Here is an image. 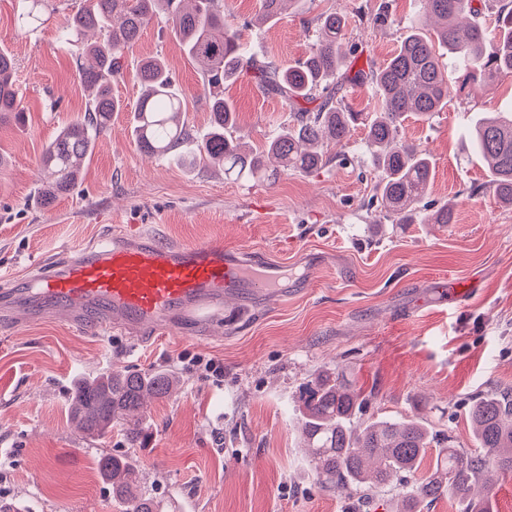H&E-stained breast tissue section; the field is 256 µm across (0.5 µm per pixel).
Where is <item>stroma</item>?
<instances>
[{
  "label": "stroma",
  "instance_id": "1",
  "mask_svg": "<svg viewBox=\"0 0 512 512\" xmlns=\"http://www.w3.org/2000/svg\"><path fill=\"white\" fill-rule=\"evenodd\" d=\"M80 0H48V20L21 32L18 0H0V47L15 58L26 118L0 125V271L20 291L28 266L60 247L110 243L136 224L167 245L224 242L288 264L286 298H226L228 324L201 340L191 328L133 341L119 332H80L65 316L0 325V475L15 512H124L99 475L102 452L131 454L141 491L164 512H392L395 489L371 503L321 488L298 426V392L331 369L370 394L369 415L417 417L474 448L468 402L512 391V207L483 192L487 171L465 129L481 112L512 107V82L450 81V98L429 120L407 118L402 137L435 161L430 201L455 204L450 224H394L373 204L366 124L378 99L349 89L359 113L343 159L318 172L237 180L197 164L149 156L132 140L131 114L114 113L81 179L52 206L35 201L45 145L83 114L87 94L61 27ZM259 0H224V20L257 58L291 65L310 51L307 23L323 12L351 15L353 69L389 58L417 12L415 0H305L276 23L255 22ZM386 15L377 25V15ZM161 55L183 92L194 133L207 132L203 77L182 53L165 16L126 52L129 67ZM237 108L234 137L261 147L294 111L251 77L225 84ZM471 277L478 289L441 299L439 281ZM224 364L223 379L189 368ZM162 369L181 383L144 411L141 447L120 428L83 433L68 412L73 381L115 370Z\"/></svg>",
  "mask_w": 512,
  "mask_h": 512
}]
</instances>
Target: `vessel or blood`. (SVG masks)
Here are the masks:
<instances>
[{
    "label": "vessel or blood",
    "instance_id": "1",
    "mask_svg": "<svg viewBox=\"0 0 512 512\" xmlns=\"http://www.w3.org/2000/svg\"><path fill=\"white\" fill-rule=\"evenodd\" d=\"M35 272L40 306L27 318L62 311L80 331L156 334L222 318L225 295L279 293L287 267L221 242L169 246L142 230L77 255L61 249Z\"/></svg>",
    "mask_w": 512,
    "mask_h": 512
}]
</instances>
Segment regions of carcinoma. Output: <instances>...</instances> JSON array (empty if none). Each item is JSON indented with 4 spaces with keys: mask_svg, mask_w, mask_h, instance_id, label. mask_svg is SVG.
<instances>
[{
    "mask_svg": "<svg viewBox=\"0 0 512 512\" xmlns=\"http://www.w3.org/2000/svg\"><path fill=\"white\" fill-rule=\"evenodd\" d=\"M20 2L17 20L27 30L41 20L44 0ZM302 2L260 0L257 21L273 23L291 7L301 11ZM418 2L421 19L407 27L386 62L352 75L344 67L342 49L349 19L341 12L318 16L310 53L280 68L244 53L237 31L224 25L223 0H82L65 18L62 41L76 49L79 78L89 100L84 114L64 126L43 150L45 181L38 186L39 204L47 206L73 188L97 138L122 108L112 96V79L123 74L124 52L162 10L209 87L212 123L202 139H194L181 120L184 97L165 62L157 56L145 58L135 72L143 93L131 107V132L141 150L156 157L173 154L182 164L212 161L222 165L224 175L235 178L310 174L334 159L328 145L342 147L352 134L357 115L339 105L345 86L372 84L379 91L380 104L367 125L365 141L376 199L397 223H414L419 204L429 194L434 162L429 153L399 139L404 118L414 114L428 120L442 110L452 72L464 82L483 84L512 77L511 6L500 4L494 26L488 28L478 20V0ZM438 44L448 50V60L437 51ZM244 72L287 104H308L261 154L244 149L229 133L236 108L224 98V84ZM13 73L12 55L0 49V122L23 120ZM471 141L487 165L485 191L512 204V113L477 117ZM453 214V204L445 203L428 213L425 223L451 224ZM175 383L171 373L159 370L83 378L68 390V409L85 432L102 435L118 424L134 446L142 437L145 399L169 396ZM368 404L369 396L338 371L320 372L303 386L299 424L322 487L369 500L374 490L413 478L433 449L428 476L411 492L401 494L395 512H418V505L448 495L457 501L459 512H497L484 490L491 470L512 474L511 398L487 394L472 401L466 417L478 446L474 452L456 447L451 436L433 432L417 418L362 421ZM98 464L125 512H158L151 499L137 492V471L130 460L103 453Z\"/></svg>",
    "mask_w": 512,
    "mask_h": 512,
    "instance_id": "carcinoma-1",
    "label": "carcinoma"
}]
</instances>
